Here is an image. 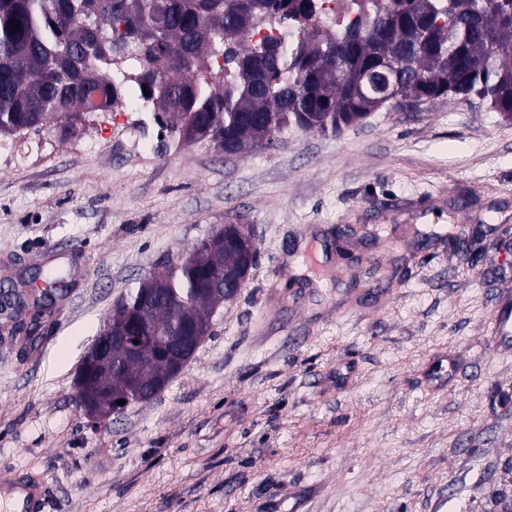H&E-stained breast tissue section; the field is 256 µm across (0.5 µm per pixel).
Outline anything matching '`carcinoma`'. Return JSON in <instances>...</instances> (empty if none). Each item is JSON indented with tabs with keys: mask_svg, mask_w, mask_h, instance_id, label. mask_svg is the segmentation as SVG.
I'll use <instances>...</instances> for the list:
<instances>
[{
	"mask_svg": "<svg viewBox=\"0 0 512 512\" xmlns=\"http://www.w3.org/2000/svg\"><path fill=\"white\" fill-rule=\"evenodd\" d=\"M312 14L310 0L291 12L283 0H0V135L39 134L62 116L71 133L86 115L145 89L161 129L228 154L241 140H272L290 121L337 133L391 104L349 93L385 59L403 74V99L479 100L512 118V0H393L341 30L310 24ZM273 22L288 28V40L248 41L253 28ZM192 251L209 252L207 265L167 268L144 320L156 353L127 365L147 400L168 377L158 352L175 343L183 322L211 317L226 297L200 288L243 260L237 249L204 241ZM95 384L117 413L138 402L125 395L120 369Z\"/></svg>",
	"mask_w": 512,
	"mask_h": 512,
	"instance_id": "1",
	"label": "carcinoma"
}]
</instances>
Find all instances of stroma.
I'll return each instance as SVG.
<instances>
[{
  "instance_id": "obj_1",
  "label": "stroma",
  "mask_w": 512,
  "mask_h": 512,
  "mask_svg": "<svg viewBox=\"0 0 512 512\" xmlns=\"http://www.w3.org/2000/svg\"><path fill=\"white\" fill-rule=\"evenodd\" d=\"M0 140V468L47 512H503L512 350V120L385 107L340 133L288 124L233 156L153 113ZM258 258L153 399L91 426L76 372L114 303L236 216ZM480 256L448 248L457 227ZM62 292L38 305L42 267ZM453 359L446 383L428 378ZM492 323L498 335V348L512 345V292L503 298L492 314Z\"/></svg>"
}]
</instances>
